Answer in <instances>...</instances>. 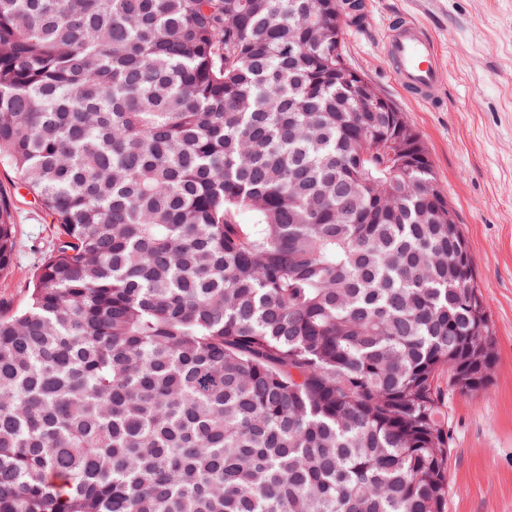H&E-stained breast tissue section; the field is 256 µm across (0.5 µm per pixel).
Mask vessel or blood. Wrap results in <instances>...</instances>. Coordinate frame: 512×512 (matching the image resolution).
<instances>
[{"instance_id":"obj_1","label":"vessel or blood","mask_w":512,"mask_h":512,"mask_svg":"<svg viewBox=\"0 0 512 512\" xmlns=\"http://www.w3.org/2000/svg\"><path fill=\"white\" fill-rule=\"evenodd\" d=\"M386 54L405 93L430 100L439 81V47L426 27L408 18L396 21L386 43Z\"/></svg>"}]
</instances>
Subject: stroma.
I'll list each match as a JSON object with an SVG mask.
<instances>
[{
  "label": "stroma",
  "instance_id": "1",
  "mask_svg": "<svg viewBox=\"0 0 512 512\" xmlns=\"http://www.w3.org/2000/svg\"><path fill=\"white\" fill-rule=\"evenodd\" d=\"M362 26H345L353 68L405 112L420 134L474 259V284L494 328L486 389L448 392L450 483L446 512H512V0H363ZM404 14L432 31L442 72L434 102L405 94L384 41ZM0 195L13 206L15 247L0 274V313L25 306L30 282L59 228L0 165Z\"/></svg>",
  "mask_w": 512,
  "mask_h": 512
}]
</instances>
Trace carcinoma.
Masks as SVG:
<instances>
[{"instance_id": "cac0c4a2", "label": "carcinoma", "mask_w": 512, "mask_h": 512, "mask_svg": "<svg viewBox=\"0 0 512 512\" xmlns=\"http://www.w3.org/2000/svg\"><path fill=\"white\" fill-rule=\"evenodd\" d=\"M357 8L0 0V161L63 236L0 315V512H445L493 329L419 134L336 76Z\"/></svg>"}]
</instances>
